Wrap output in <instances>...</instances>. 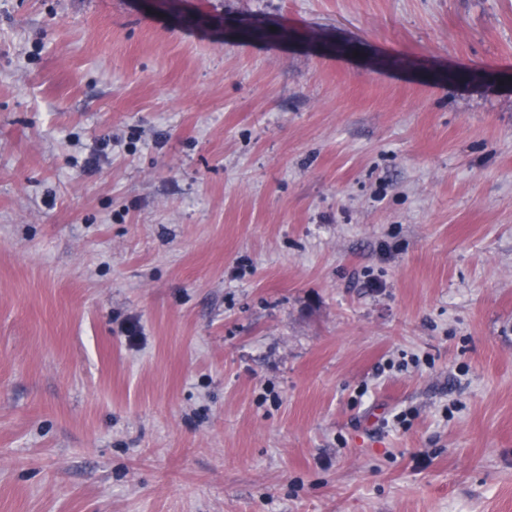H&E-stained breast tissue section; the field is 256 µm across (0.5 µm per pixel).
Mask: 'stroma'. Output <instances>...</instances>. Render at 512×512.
Segmentation results:
<instances>
[{
	"label": "stroma",
	"instance_id": "obj_1",
	"mask_svg": "<svg viewBox=\"0 0 512 512\" xmlns=\"http://www.w3.org/2000/svg\"><path fill=\"white\" fill-rule=\"evenodd\" d=\"M478 66L512 0H0V512H512Z\"/></svg>",
	"mask_w": 512,
	"mask_h": 512
}]
</instances>
